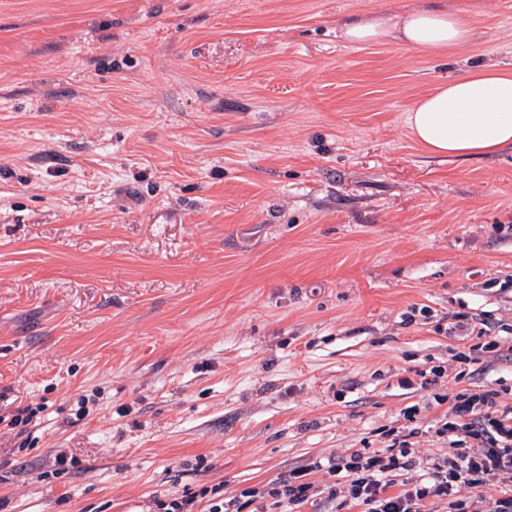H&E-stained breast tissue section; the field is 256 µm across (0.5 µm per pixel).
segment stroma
Instances as JSON below:
<instances>
[{
	"mask_svg": "<svg viewBox=\"0 0 512 512\" xmlns=\"http://www.w3.org/2000/svg\"><path fill=\"white\" fill-rule=\"evenodd\" d=\"M447 7L436 58L337 22ZM512 71V0H0V512H156L387 446L457 393L453 325L512 321V147L406 116ZM443 366L435 385L420 372ZM65 453V470L54 456ZM41 406L32 407L31 405L26 406H19L15 411L8 423H6L5 426L10 427L9 431H14L16 428H18L16 435L21 436L25 432L29 431L28 436L32 431L29 430V426L34 427L38 426L39 420L41 419L40 416H37L38 413L42 412Z\"/></svg>",
	"mask_w": 512,
	"mask_h": 512,
	"instance_id": "obj_1",
	"label": "stroma"
}]
</instances>
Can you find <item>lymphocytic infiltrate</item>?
<instances>
[{
    "instance_id": "1",
    "label": "lymphocytic infiltrate",
    "mask_w": 512,
    "mask_h": 512,
    "mask_svg": "<svg viewBox=\"0 0 512 512\" xmlns=\"http://www.w3.org/2000/svg\"><path fill=\"white\" fill-rule=\"evenodd\" d=\"M501 397L498 389L456 394L450 416L435 430L448 445L437 457L419 456L410 433L401 431L386 448L316 460L266 488L243 489L241 496L298 512L314 496L308 475L322 471L343 482L329 492L336 512H424L432 499L447 504L448 512H512V403ZM494 482L502 486L499 496H484L483 487ZM465 488L470 496H462Z\"/></svg>"
}]
</instances>
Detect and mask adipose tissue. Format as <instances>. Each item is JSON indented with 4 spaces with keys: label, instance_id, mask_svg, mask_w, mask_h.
Returning a JSON list of instances; mask_svg holds the SVG:
<instances>
[{
    "label": "adipose tissue",
    "instance_id": "adipose-tissue-1",
    "mask_svg": "<svg viewBox=\"0 0 512 512\" xmlns=\"http://www.w3.org/2000/svg\"><path fill=\"white\" fill-rule=\"evenodd\" d=\"M339 34L356 45L397 40L431 55L465 46L471 28L453 11L422 8L392 17L340 24ZM407 125L432 155L469 158L512 146V73L488 67L441 83L417 100Z\"/></svg>",
    "mask_w": 512,
    "mask_h": 512
}]
</instances>
